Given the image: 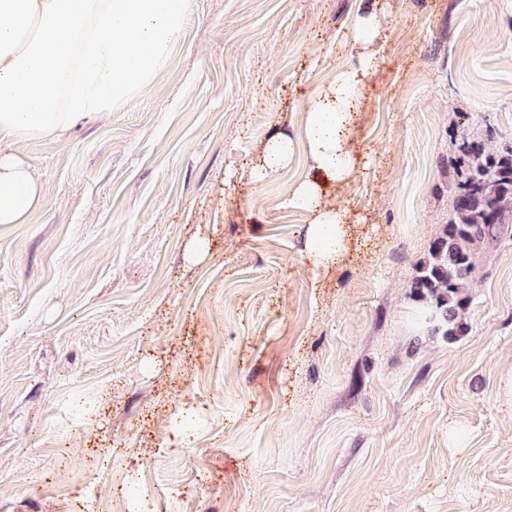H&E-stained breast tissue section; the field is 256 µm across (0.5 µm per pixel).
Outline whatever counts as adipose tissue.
Here are the masks:
<instances>
[{
    "mask_svg": "<svg viewBox=\"0 0 512 512\" xmlns=\"http://www.w3.org/2000/svg\"><path fill=\"white\" fill-rule=\"evenodd\" d=\"M373 60L362 55L357 64L338 71L305 105V135L312 167L318 177L301 184L288 206L312 218L313 232L307 257L316 267L334 263L344 248V216L323 201L321 183L340 181L356 166L349 139L356 124L359 98ZM41 203V187L27 169L11 157L0 155V224H21Z\"/></svg>",
    "mask_w": 512,
    "mask_h": 512,
    "instance_id": "ef3b65f1",
    "label": "adipose tissue"
}]
</instances>
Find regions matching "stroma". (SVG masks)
Instances as JSON below:
<instances>
[{"label":"stroma","mask_w":512,"mask_h":512,"mask_svg":"<svg viewBox=\"0 0 512 512\" xmlns=\"http://www.w3.org/2000/svg\"><path fill=\"white\" fill-rule=\"evenodd\" d=\"M366 51L316 269L303 107ZM488 124L512 141V0H191L152 86L0 144L42 188L0 225V512H512V224L466 335L408 296ZM290 144L287 139L275 136L267 142L262 163L259 168H253L254 181H260L269 177L283 167L288 160Z\"/></svg>","instance_id":"1"}]
</instances>
